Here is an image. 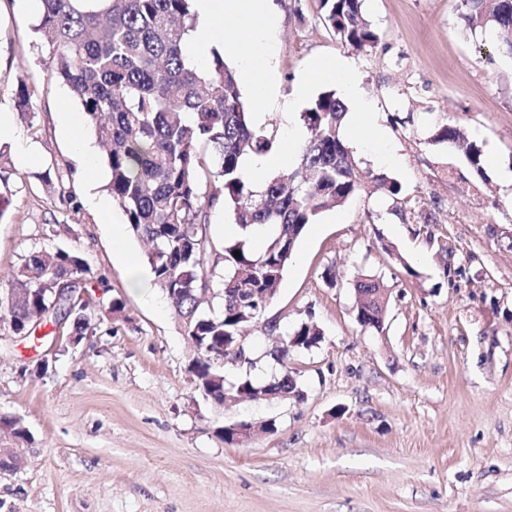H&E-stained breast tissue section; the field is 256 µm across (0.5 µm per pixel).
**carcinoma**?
Here are the masks:
<instances>
[{
  "mask_svg": "<svg viewBox=\"0 0 512 512\" xmlns=\"http://www.w3.org/2000/svg\"><path fill=\"white\" fill-rule=\"evenodd\" d=\"M322 18L341 46L368 51L378 36L363 16L361 0H318ZM37 30L48 48L50 77L68 87L80 112L104 149L111 178L108 190L122 209L128 231L145 242L154 284L181 321L184 335L196 339L204 355L224 352L243 327L260 319L263 298L249 308L230 288H277L305 229L322 212L341 207L370 186L394 196L398 183L385 173L365 185L343 134L349 105L335 91L319 94L303 113L310 133L291 169L270 173L262 186L243 172L247 160L264 157L279 141L256 128L235 72L216 54L207 70L192 66L186 40L195 28L192 0H41ZM459 18L471 31L497 32L499 49L512 55V0H460ZM436 140L465 148L471 166L482 171L481 152L464 146L461 130L444 124ZM218 183L208 202L222 201L238 226L270 230L263 251L244 240L224 243V274L215 280L204 259L210 242L203 236L202 178ZM240 252L235 256L234 252ZM209 278H204V273ZM91 270L71 250L35 251L0 279L5 316L20 326L49 307V289L92 284ZM362 297L356 312L365 324L384 332L380 308L382 280H357ZM210 288L221 310H205L198 289ZM66 331L85 337L91 317L68 316ZM199 385L217 401L223 393H257L246 378L230 386L224 371L206 360Z\"/></svg>",
  "mask_w": 512,
  "mask_h": 512,
  "instance_id": "obj_1",
  "label": "carcinoma"
}]
</instances>
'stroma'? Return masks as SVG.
I'll return each mask as SVG.
<instances>
[{"label": "stroma", "mask_w": 512, "mask_h": 512, "mask_svg": "<svg viewBox=\"0 0 512 512\" xmlns=\"http://www.w3.org/2000/svg\"><path fill=\"white\" fill-rule=\"evenodd\" d=\"M274 4L282 93L313 57L348 58L406 173L399 194L358 193L298 241L264 317L283 330L313 320L321 342L283 366L255 326V367H224L230 383L290 370L302 398L221 407L196 388L162 294L132 289L118 248L150 266L136 237L113 240L123 212L107 224L85 204L59 123L78 105L49 77L37 11L0 0V113L33 155L0 173V276L32 251H76L98 317L63 351L47 336L0 339V418L27 430L0 429V448L24 451L0 468V512H512V59L493 33L462 30L458 0H363L379 37L367 52L338 43L318 0ZM23 84L30 118L16 111ZM448 121L482 170L436 142ZM361 275L390 290L383 333L356 321ZM115 299L122 318H102ZM242 420L276 430L224 443L219 429Z\"/></svg>", "instance_id": "35a3bbf8"}]
</instances>
